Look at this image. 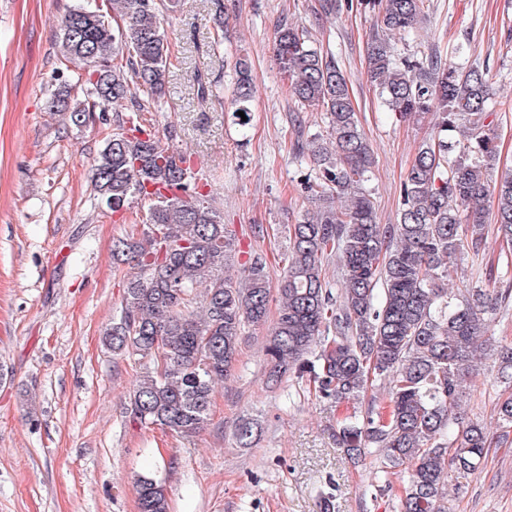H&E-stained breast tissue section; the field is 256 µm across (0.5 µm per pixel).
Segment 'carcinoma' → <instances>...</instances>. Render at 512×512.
Returning <instances> with one entry per match:
<instances>
[{
    "instance_id": "carcinoma-1",
    "label": "carcinoma",
    "mask_w": 512,
    "mask_h": 512,
    "mask_svg": "<svg viewBox=\"0 0 512 512\" xmlns=\"http://www.w3.org/2000/svg\"><path fill=\"white\" fill-rule=\"evenodd\" d=\"M381 32L404 35L425 17V0H368ZM66 58L90 67L89 83L103 103L128 100L136 112L126 132L107 136L91 183L97 203L112 198V212L134 198L150 201L141 237L112 239V259L132 270L121 310L106 331L115 353L133 358L141 375L129 391L125 414L144 427L181 438L208 424L216 384L232 370L241 336L279 311L265 347L269 378L286 370L313 385L342 410L336 438L354 459L377 448L384 468L408 466L411 479L401 512H448L447 474L459 478L485 463L492 439L484 426L461 421L470 367L489 351L500 382L512 387V347L483 340L488 318L512 305V280L484 287L493 267H483L489 235L512 248V172L498 177L497 132L485 72L455 47L446 59L396 58L390 39L368 47L370 83L398 120L435 118L403 183L393 224L378 223L363 184L374 164L345 74L312 44L307 32L284 22L275 32L276 60L301 107L323 113L326 133L298 146V157L318 167L306 190L316 211L284 226V274L272 288L267 257L257 254L233 282L224 260L234 238L197 182L190 160L164 148L140 122L165 94L172 68L169 42L155 0H113L112 10L83 4L61 23ZM232 117L251 112L254 80L242 57L232 68ZM50 111L76 126L92 111L71 101L68 88L52 94ZM337 259L340 288L325 263ZM464 262L470 277L448 288L449 268ZM379 382L385 405L357 414L356 404ZM502 434H512V393L495 406ZM256 423L236 429L241 447L252 443ZM138 512H169L160 479H136Z\"/></svg>"
}]
</instances>
